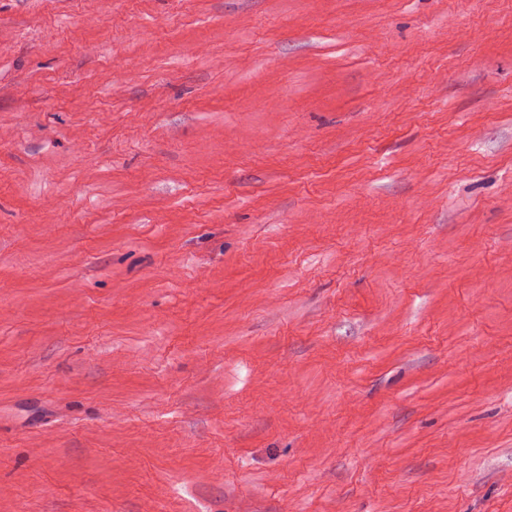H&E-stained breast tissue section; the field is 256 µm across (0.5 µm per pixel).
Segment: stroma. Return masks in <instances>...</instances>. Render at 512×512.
I'll use <instances>...</instances> for the list:
<instances>
[{
	"instance_id": "35a3bbf8",
	"label": "stroma",
	"mask_w": 512,
	"mask_h": 512,
	"mask_svg": "<svg viewBox=\"0 0 512 512\" xmlns=\"http://www.w3.org/2000/svg\"><path fill=\"white\" fill-rule=\"evenodd\" d=\"M0 512H512V0H0Z\"/></svg>"
}]
</instances>
